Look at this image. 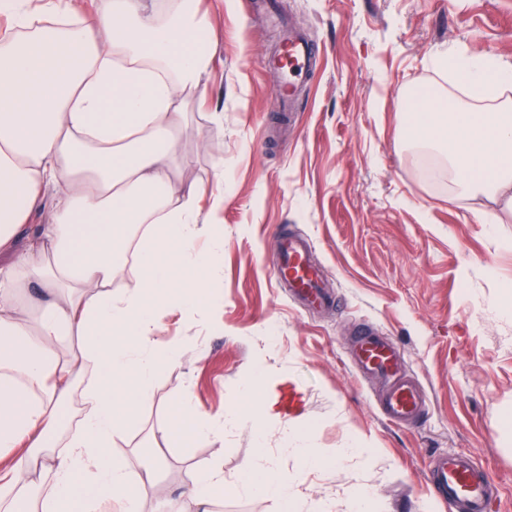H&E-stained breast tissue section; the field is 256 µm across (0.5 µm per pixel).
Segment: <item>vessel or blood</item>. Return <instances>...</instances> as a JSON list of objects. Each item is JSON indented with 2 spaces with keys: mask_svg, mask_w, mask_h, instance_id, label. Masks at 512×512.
Masks as SVG:
<instances>
[{
  "mask_svg": "<svg viewBox=\"0 0 512 512\" xmlns=\"http://www.w3.org/2000/svg\"><path fill=\"white\" fill-rule=\"evenodd\" d=\"M281 55L285 66L277 94L282 102L287 103L291 100L297 79L306 72L312 49L301 35L292 32L284 40ZM273 275L304 304L317 309L329 306L330 297L321 286L322 271L312 262L306 240L288 236L281 238L280 257ZM352 357L360 373L386 382L387 390L380 409L387 420L410 424L422 416L427 405L426 396L405 375L395 345L365 324L357 330ZM428 480L434 495L447 503L449 512H487L495 492L489 476L466 455L434 458Z\"/></svg>",
  "mask_w": 512,
  "mask_h": 512,
  "instance_id": "b4317fda",
  "label": "vessel or blood"
}]
</instances>
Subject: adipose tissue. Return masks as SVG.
<instances>
[{"mask_svg": "<svg viewBox=\"0 0 512 512\" xmlns=\"http://www.w3.org/2000/svg\"><path fill=\"white\" fill-rule=\"evenodd\" d=\"M0 0L11 25L0 34V512H144L123 466L104 453L122 427L119 409L150 398L154 378L181 357L155 336L171 308L185 314L214 305L200 268L217 272L223 227L202 215L203 186L177 187V145L187 101L210 68L214 28L196 0ZM452 66L469 101L405 100L416 139L446 148L467 194L512 190V67L489 55L460 56ZM56 184L50 223L26 229ZM210 241L208 252L195 247ZM132 272V289L113 292ZM132 372V389L112 386ZM89 375L82 393L74 381ZM85 412L62 437L74 396ZM239 408L212 416L191 396L173 401L154 432L187 448L220 428L247 421ZM286 451L300 470H283L257 448L258 482L247 489L291 512L302 470L329 462L299 431ZM52 481L31 489L39 465ZM224 475L204 472L157 512L209 506Z\"/></svg>", "mask_w": 512, "mask_h": 512, "instance_id": "adipose-tissue-1", "label": "adipose tissue"}]
</instances>
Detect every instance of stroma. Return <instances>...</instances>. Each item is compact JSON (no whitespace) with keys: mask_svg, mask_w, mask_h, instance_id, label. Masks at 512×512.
<instances>
[{"mask_svg":"<svg viewBox=\"0 0 512 512\" xmlns=\"http://www.w3.org/2000/svg\"><path fill=\"white\" fill-rule=\"evenodd\" d=\"M219 43L188 106L177 150L183 182L213 186L224 165L220 271L206 278L222 303L191 317L172 311L158 340L179 363L154 380L151 399L126 411L107 456L126 468L145 512L203 469L225 484L253 477L256 435L280 466L286 421L326 452L361 442L356 456L309 469L300 512H347L343 491L371 490L377 512H448L427 483L440 454H467L499 489L488 512H512V208L505 199L433 185L427 155L405 142L397 99L426 84L451 88L436 70L445 52L486 53L512 65V0H201ZM312 45L293 118L281 114L279 73L266 66L282 27ZM224 114L223 127L210 118ZM305 238L336 308H302L272 278L279 239ZM400 350L428 405L411 427L387 421L381 380L351 363L356 323ZM263 370L280 396L262 426L225 429L191 448L152 438L173 398L191 394L211 415L239 405ZM163 458L160 470L148 456Z\"/></svg>","mask_w":512,"mask_h":512,"instance_id":"1","label":"stroma"}]
</instances>
